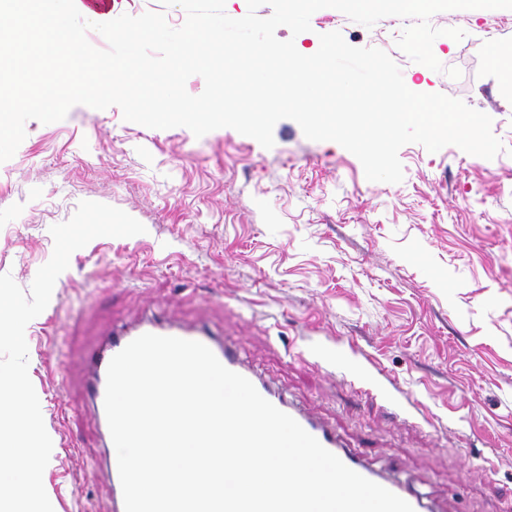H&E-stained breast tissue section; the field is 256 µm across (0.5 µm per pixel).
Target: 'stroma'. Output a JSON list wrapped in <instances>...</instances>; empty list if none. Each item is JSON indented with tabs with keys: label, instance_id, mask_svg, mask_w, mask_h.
Segmentation results:
<instances>
[{
	"label": "stroma",
	"instance_id": "stroma-1",
	"mask_svg": "<svg viewBox=\"0 0 512 512\" xmlns=\"http://www.w3.org/2000/svg\"><path fill=\"white\" fill-rule=\"evenodd\" d=\"M430 22L465 32L434 41L439 72L396 47L404 18L367 28L324 8L309 31L276 36L310 48L338 31L386 51L410 90L488 114L503 145L494 159L409 143L392 184L367 180L355 155L290 119L269 149L231 128H148L116 106L26 122L0 163V274L29 289L52 256L51 226L83 201L146 228L74 251L25 331L54 446L43 474L53 512H112L78 345L155 311L204 317L291 403L347 444L368 440L369 463L437 512H512V10ZM361 365L386 393L352 387Z\"/></svg>",
	"mask_w": 512,
	"mask_h": 512
}]
</instances>
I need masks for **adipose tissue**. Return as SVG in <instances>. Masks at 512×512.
I'll use <instances>...</instances> for the list:
<instances>
[{
	"mask_svg": "<svg viewBox=\"0 0 512 512\" xmlns=\"http://www.w3.org/2000/svg\"><path fill=\"white\" fill-rule=\"evenodd\" d=\"M14 32L17 40L37 28L48 27L62 34L61 52L70 57L79 54L80 45L73 30L77 21L90 24L111 22V12L98 13L84 4L83 0H48L46 11H30L25 0H15L12 7Z\"/></svg>",
	"mask_w": 512,
	"mask_h": 512,
	"instance_id": "ef3b65f1",
	"label": "adipose tissue"
}]
</instances>
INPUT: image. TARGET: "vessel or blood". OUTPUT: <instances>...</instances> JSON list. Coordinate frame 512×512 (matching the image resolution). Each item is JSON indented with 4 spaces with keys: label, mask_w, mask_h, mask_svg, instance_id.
I'll return each instance as SVG.
<instances>
[{
    "label": "vessel or blood",
    "mask_w": 512,
    "mask_h": 512,
    "mask_svg": "<svg viewBox=\"0 0 512 512\" xmlns=\"http://www.w3.org/2000/svg\"><path fill=\"white\" fill-rule=\"evenodd\" d=\"M147 333L203 343L227 369L241 375L246 372L233 349L218 341L206 327L196 323L163 322L153 317L133 328L115 329L108 332L98 345L85 350L81 356V365L86 373L85 394L93 403L98 420L102 421L106 418L104 399L107 369L111 359L132 340ZM252 383L265 399L279 410L293 417L324 448L335 454L347 467L406 500L412 506L414 512H433L427 502L413 494L403 484L371 468L358 453L346 447L337 437L335 431L327 424L288 403L278 391L260 378H253Z\"/></svg>",
    "instance_id": "vessel-or-blood-1"
}]
</instances>
